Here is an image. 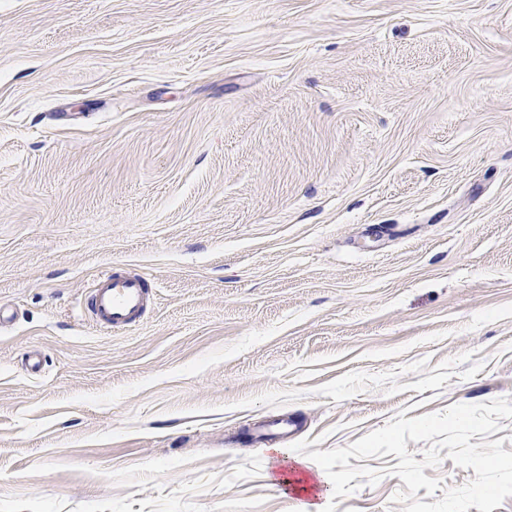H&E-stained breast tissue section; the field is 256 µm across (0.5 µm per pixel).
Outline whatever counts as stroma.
Returning <instances> with one entry per match:
<instances>
[{
	"mask_svg": "<svg viewBox=\"0 0 512 512\" xmlns=\"http://www.w3.org/2000/svg\"><path fill=\"white\" fill-rule=\"evenodd\" d=\"M110 268L154 297L125 331ZM496 398L512 0H0V512H307L269 422ZM91 310L96 321L124 329L138 323L150 302L142 276L106 270L95 282Z\"/></svg>",
	"mask_w": 512,
	"mask_h": 512,
	"instance_id": "stroma-1",
	"label": "stroma"
}]
</instances>
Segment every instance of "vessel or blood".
<instances>
[{
  "label": "vessel or blood",
  "instance_id": "b4317fda",
  "mask_svg": "<svg viewBox=\"0 0 512 512\" xmlns=\"http://www.w3.org/2000/svg\"><path fill=\"white\" fill-rule=\"evenodd\" d=\"M149 302V290L142 276L108 270L94 285L91 310L97 322L124 329L141 320Z\"/></svg>",
  "mask_w": 512,
  "mask_h": 512
}]
</instances>
